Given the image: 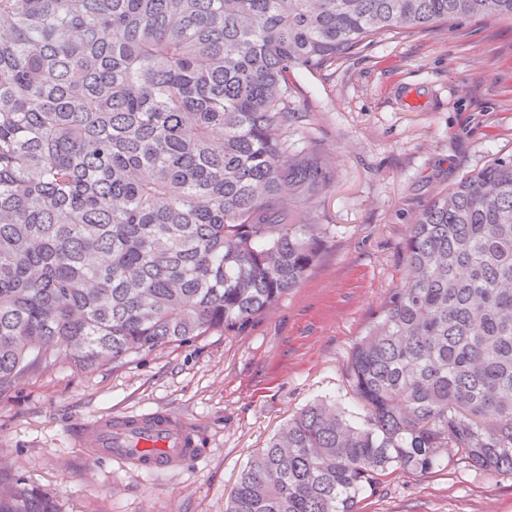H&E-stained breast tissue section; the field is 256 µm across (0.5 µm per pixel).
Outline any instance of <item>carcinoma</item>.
I'll use <instances>...</instances> for the list:
<instances>
[{
	"label": "carcinoma",
	"instance_id": "carcinoma-1",
	"mask_svg": "<svg viewBox=\"0 0 512 512\" xmlns=\"http://www.w3.org/2000/svg\"><path fill=\"white\" fill-rule=\"evenodd\" d=\"M512 0H0V394L52 366L237 335L331 229L316 143L288 150L291 74ZM406 279L353 346L365 415L319 400L241 471L225 512H359L452 447L512 475V155L410 221ZM0 512H57L0 486Z\"/></svg>",
	"mask_w": 512,
	"mask_h": 512
}]
</instances>
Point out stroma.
<instances>
[{
  "mask_svg": "<svg viewBox=\"0 0 512 512\" xmlns=\"http://www.w3.org/2000/svg\"><path fill=\"white\" fill-rule=\"evenodd\" d=\"M306 110L288 142L335 157L312 221L332 229L297 288L240 335L162 346L119 366L54 365L0 396V482L22 481L59 512H224L255 449L306 404L362 406L354 344L382 315L404 268L413 214L439 191L512 155V22L466 18L377 38L319 72L298 71ZM165 409L200 453L159 472L89 458L78 423ZM360 512H512V475L475 471L456 452L429 472L399 470Z\"/></svg>",
  "mask_w": 512,
  "mask_h": 512,
  "instance_id": "35a3bbf8",
  "label": "stroma"
}]
</instances>
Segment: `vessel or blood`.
Wrapping results in <instances>:
<instances>
[{
    "instance_id": "b4317fda",
    "label": "vessel or blood",
    "mask_w": 512,
    "mask_h": 512,
    "mask_svg": "<svg viewBox=\"0 0 512 512\" xmlns=\"http://www.w3.org/2000/svg\"><path fill=\"white\" fill-rule=\"evenodd\" d=\"M76 437L95 459L121 457L144 470L180 466L199 451L194 431L165 410L86 421Z\"/></svg>"
}]
</instances>
